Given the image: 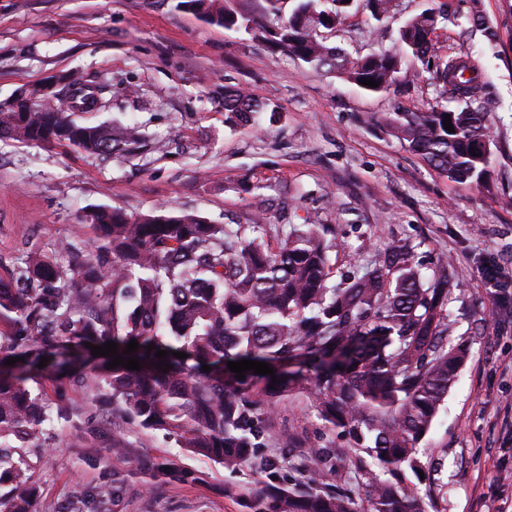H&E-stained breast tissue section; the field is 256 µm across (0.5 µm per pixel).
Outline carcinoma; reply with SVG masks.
<instances>
[{"label": "carcinoma", "mask_w": 512, "mask_h": 512, "mask_svg": "<svg viewBox=\"0 0 512 512\" xmlns=\"http://www.w3.org/2000/svg\"><path fill=\"white\" fill-rule=\"evenodd\" d=\"M264 2L271 46L365 91L396 89L407 57L433 65L434 78L458 106L390 112L386 125L448 179L485 182L493 100L474 59L440 52L437 30L451 22L446 14L426 9L399 27L397 49L354 59L329 45L327 34L357 0H291L286 19L282 0ZM176 8L247 33L257 25L224 0H177ZM470 23L496 40L480 12ZM53 96L89 110L102 100L99 87L71 82ZM267 110L242 89H224V111L237 120ZM447 117L452 133L443 126ZM0 138L100 155L143 142L135 128L114 132L47 104L18 112L1 102ZM90 220L93 238L84 247L61 242L55 253L34 252L0 276V325L10 333L0 343V484L13 485L0 500L5 512H36L25 449L53 411L27 381L44 357L55 374L78 369L94 377L105 369L112 407L140 428L173 437L227 470L263 472L272 512H361L363 503L366 512L436 509L435 489L422 491L412 478L426 468L419 443L467 354L448 341L447 258L436 257L426 280L413 248L394 245L336 283L322 224H291L287 231L260 217L214 224L166 206L140 216L101 206ZM132 340L139 348L127 355ZM108 342L142 369H108L110 357L90 365V346ZM157 350L167 351L164 363L172 369L158 368ZM12 357L20 361L10 366ZM241 360L266 362L274 375L250 370L239 380L227 362ZM205 364L211 371H203ZM307 379L311 407L349 447L311 449L303 436L272 427L275 406ZM271 441L287 452L267 454ZM341 464L356 482H327Z\"/></svg>", "instance_id": "carcinoma-1"}]
</instances>
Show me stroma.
<instances>
[{
    "instance_id": "obj_1",
    "label": "stroma",
    "mask_w": 512,
    "mask_h": 512,
    "mask_svg": "<svg viewBox=\"0 0 512 512\" xmlns=\"http://www.w3.org/2000/svg\"><path fill=\"white\" fill-rule=\"evenodd\" d=\"M428 8L454 16L438 32L441 51L477 59L495 102L490 175L479 186L449 180L385 124L389 112L451 105L421 64L409 65L397 90L373 94L271 49L260 31L177 10L176 0H0V101L20 84L73 73L105 88L104 107L74 120L135 125L146 141L103 156L0 140V275L58 242H88L99 206L139 215L164 205L217 224L258 213L270 224H323L338 275L397 244L413 247L426 275L447 255L449 334L467 357L420 443L425 480L439 512H512V0H395L381 22L351 11L329 42L353 57L395 46L399 26ZM475 9L496 42L467 23ZM228 87L268 111L245 126L228 121ZM489 257L507 289L484 282ZM30 385L65 409L27 451L37 512H244L241 496L263 495L262 473L225 470L163 433L112 421L100 382L37 376ZM273 420L310 447L347 445L306 394L278 405ZM116 442L123 457L112 453ZM182 470L192 480L179 481Z\"/></svg>"
}]
</instances>
